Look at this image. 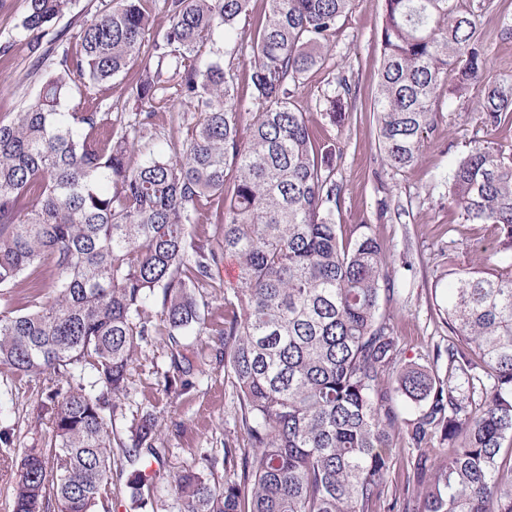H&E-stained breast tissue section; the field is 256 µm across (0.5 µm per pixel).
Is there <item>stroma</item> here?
<instances>
[{"label": "stroma", "instance_id": "35a3bbf8", "mask_svg": "<svg viewBox=\"0 0 512 512\" xmlns=\"http://www.w3.org/2000/svg\"><path fill=\"white\" fill-rule=\"evenodd\" d=\"M111 7L112 0H75L70 12L44 32V48L55 47ZM25 9L26 0H0V44L11 45L9 53L0 56V113L20 111L36 93L38 78L19 27ZM267 11L266 0H251L249 15L240 21L237 33L217 40L226 51L225 65L236 74L237 102L243 112L259 109L249 79V34ZM383 15L384 0H355L353 10L339 19L321 65L303 79L295 103L319 139L336 146V180L343 186L335 211L340 235L350 242L365 229L383 248L393 291L382 298L380 311L398 339L400 364L431 365L443 376L451 337L446 314L448 264L471 267L495 245L488 225L462 223L448 204L446 189L457 160L474 139L512 153V120L492 132L480 120L485 86L512 85V0H486L477 18L487 55L483 81L464 97L442 100L418 163L402 172L391 170L383 159L372 108ZM345 85L350 88L344 95L346 120L335 126L326 115L328 99ZM157 111L160 135L136 143L133 163H141L150 152L168 151L170 142L184 140L197 119L188 105L178 102H161ZM240 286L238 264L234 257H226L214 271L206 318L223 320L224 298ZM183 342L188 351L204 356L194 388L183 394L163 390L160 375L170 368L168 349L164 337H152L136 355L127 393L112 419L115 433L124 438L133 417L154 414L158 433L170 450L164 470L173 474L202 468L204 456L221 453L224 444L248 445L238 424L231 378L215 357L217 337L190 335ZM65 388L57 379L21 377L0 366V435L8 438L15 458L45 446L51 416L48 396ZM395 446L387 480L396 500L381 503L378 512H403L408 497L405 486L413 477L416 451L404 434Z\"/></svg>", "mask_w": 512, "mask_h": 512}]
</instances>
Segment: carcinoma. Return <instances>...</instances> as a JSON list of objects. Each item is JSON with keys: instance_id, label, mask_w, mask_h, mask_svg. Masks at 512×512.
<instances>
[{"instance_id": "obj_1", "label": "carcinoma", "mask_w": 512, "mask_h": 512, "mask_svg": "<svg viewBox=\"0 0 512 512\" xmlns=\"http://www.w3.org/2000/svg\"><path fill=\"white\" fill-rule=\"evenodd\" d=\"M149 0H116L83 24L51 65L40 35L74 0H27L21 30L39 67L35 99L0 118V364L53 375L48 446L19 463L13 512H96L112 467H130L129 512L154 507L164 463L155 416L133 419L129 441L107 418L119 407L140 345L167 337L164 390L194 387L182 338L207 329L204 285L224 257L241 288L215 325L250 447L170 481L177 512H373L387 498L404 398L426 409L407 422L420 488L412 512H512V153L476 141L448 183V203L470 224L493 226L498 248L469 269L448 262V377L398 363L380 313L389 291L382 251L363 232L352 244L334 221L343 185L335 150L321 148L294 104L300 79L322 62L354 0H267L254 31L250 80L258 112H241L236 77L216 47L251 0H167L153 27ZM382 60L373 111L389 166L417 164L436 107L479 82L482 0H384ZM211 59L200 61L203 48ZM141 62L129 97L148 110L127 125L98 112L102 87ZM453 80H448V74ZM161 92L198 120L173 157L128 163L156 131ZM77 94L94 108L65 107ZM512 96L486 89L482 124L497 128ZM217 224L214 239L188 228ZM54 263L50 295L9 309L6 290ZM160 303L159 318L149 308ZM440 430L443 452L422 448Z\"/></svg>"}]
</instances>
